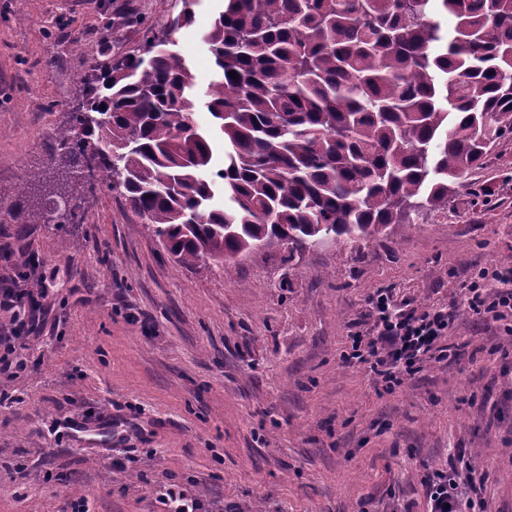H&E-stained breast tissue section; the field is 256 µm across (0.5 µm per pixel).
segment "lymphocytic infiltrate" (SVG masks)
Wrapping results in <instances>:
<instances>
[{"label":"lymphocytic infiltrate","instance_id":"1","mask_svg":"<svg viewBox=\"0 0 512 512\" xmlns=\"http://www.w3.org/2000/svg\"><path fill=\"white\" fill-rule=\"evenodd\" d=\"M464 295L470 309L512 335V267L479 270ZM368 317L370 327L353 335L351 351L343 360L363 367L383 387L402 384L426 362L460 355L442 344L455 322L454 310L404 309L381 289L369 300ZM487 478V472L478 470L471 459L452 456L447 472L426 480L428 512H488L487 502L478 495Z\"/></svg>","mask_w":512,"mask_h":512}]
</instances>
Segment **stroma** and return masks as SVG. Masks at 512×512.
Returning <instances> with one entry per match:
<instances>
[{
  "mask_svg": "<svg viewBox=\"0 0 512 512\" xmlns=\"http://www.w3.org/2000/svg\"><path fill=\"white\" fill-rule=\"evenodd\" d=\"M183 0H0V290L37 283L39 324L0 310V512H162L159 485L233 512H427L448 455L490 472L489 512H512V338L461 311L462 284L512 266V138L468 174L447 211L367 242L295 255L273 246L229 267L167 254L117 190L76 224H20L47 208L22 184L45 166L93 63L139 54ZM221 0H195L173 48L195 75L194 120H214L202 41ZM77 241L74 249L64 240ZM456 308L452 363L387 391L342 359L369 298ZM510 357H503V350Z\"/></svg>",
  "mask_w": 512,
  "mask_h": 512,
  "instance_id": "1",
  "label": "stroma"
}]
</instances>
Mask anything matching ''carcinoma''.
Here are the masks:
<instances>
[{"mask_svg": "<svg viewBox=\"0 0 512 512\" xmlns=\"http://www.w3.org/2000/svg\"><path fill=\"white\" fill-rule=\"evenodd\" d=\"M203 42L213 129L165 47L83 80L84 111L52 135L59 194L96 141L95 182L184 265L404 232L512 135V0H224Z\"/></svg>", "mask_w": 512, "mask_h": 512, "instance_id": "1", "label": "carcinoma"}]
</instances>
